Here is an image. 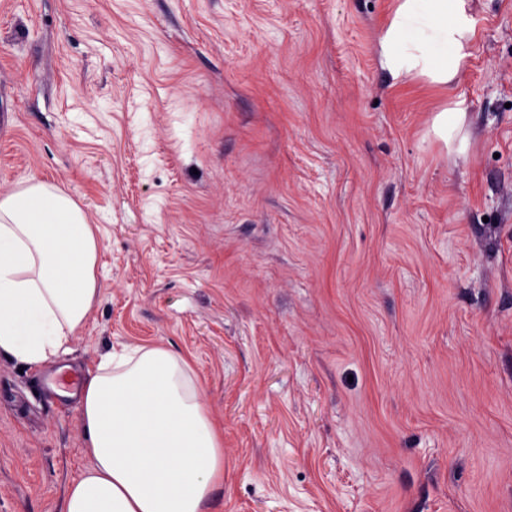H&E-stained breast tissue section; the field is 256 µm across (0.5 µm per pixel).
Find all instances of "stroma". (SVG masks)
Listing matches in <instances>:
<instances>
[{
  "label": "stroma",
  "instance_id": "35a3bbf8",
  "mask_svg": "<svg viewBox=\"0 0 512 512\" xmlns=\"http://www.w3.org/2000/svg\"><path fill=\"white\" fill-rule=\"evenodd\" d=\"M469 7L442 85L382 67L395 0H0V193L97 241L65 348L0 355V512L92 464L41 374L128 345L193 371L205 512H512V0ZM465 115L461 112L456 104L443 109L435 118L434 131L435 134L447 141H455L460 138V145H463L465 135L461 136L464 126Z\"/></svg>",
  "mask_w": 512,
  "mask_h": 512
}]
</instances>
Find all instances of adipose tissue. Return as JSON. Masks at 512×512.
Here are the masks:
<instances>
[{"instance_id":"1","label":"adipose tissue","mask_w":512,"mask_h":512,"mask_svg":"<svg viewBox=\"0 0 512 512\" xmlns=\"http://www.w3.org/2000/svg\"><path fill=\"white\" fill-rule=\"evenodd\" d=\"M473 34L468 0H396L381 61L393 78L449 84ZM96 252L82 209L59 188L33 177L0 196V353L37 365L65 347L97 294ZM188 369L162 347L103 358L79 403L92 465L61 512H203L224 450Z\"/></svg>"}]
</instances>
